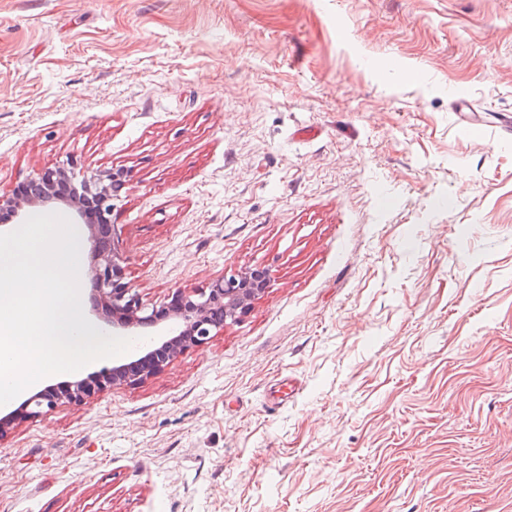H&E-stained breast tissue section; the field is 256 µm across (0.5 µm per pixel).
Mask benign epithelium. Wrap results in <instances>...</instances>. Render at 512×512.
I'll list each match as a JSON object with an SVG mask.
<instances>
[{"label":"benign epithelium","instance_id":"7a95c632","mask_svg":"<svg viewBox=\"0 0 512 512\" xmlns=\"http://www.w3.org/2000/svg\"><path fill=\"white\" fill-rule=\"evenodd\" d=\"M126 187L122 172L93 173L75 185L68 172L61 169L46 171L21 183L14 194L0 197V213L19 223L33 207L65 206L74 212L77 222L87 225L93 242L91 312L96 320L128 336H143L145 330L162 322L168 331V338L159 346L146 345L137 359L113 367L112 372L92 384L82 378L34 393L23 402L18 414L0 419V432L16 420L35 418L61 404L80 403L114 385L152 375L177 353L206 345L224 328V323L235 320L269 287L268 269H245L217 279L205 290L176 291L170 302L160 308H144L135 289L125 281L122 259L112 251L115 226L110 216L114 200Z\"/></svg>","mask_w":512,"mask_h":512}]
</instances>
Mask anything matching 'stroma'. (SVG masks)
I'll use <instances>...</instances> for the list:
<instances>
[{
	"label": "stroma",
	"instance_id": "1",
	"mask_svg": "<svg viewBox=\"0 0 512 512\" xmlns=\"http://www.w3.org/2000/svg\"><path fill=\"white\" fill-rule=\"evenodd\" d=\"M512 0H0V196L123 170L157 373L0 432V512H512ZM293 384L284 393V384Z\"/></svg>",
	"mask_w": 512,
	"mask_h": 512
}]
</instances>
